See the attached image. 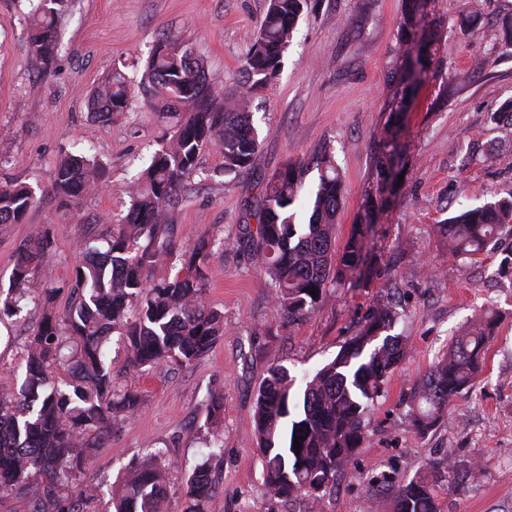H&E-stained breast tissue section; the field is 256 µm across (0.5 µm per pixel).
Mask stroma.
Listing matches in <instances>:
<instances>
[{
    "instance_id": "35a3bbf8",
    "label": "stroma",
    "mask_w": 512,
    "mask_h": 512,
    "mask_svg": "<svg viewBox=\"0 0 512 512\" xmlns=\"http://www.w3.org/2000/svg\"><path fill=\"white\" fill-rule=\"evenodd\" d=\"M267 6V0H71L58 23L59 54L42 76L29 58L28 0H0V185L22 182L37 196L23 223L0 225V287L9 285L19 247L46 227L54 250L30 292L53 283L58 311L68 309L80 241L102 235L126 211L135 174L167 139L169 119L139 94L126 115L92 117L91 93L113 64H125L139 82L166 29L189 38L212 85L228 90L242 79L243 57ZM402 8L403 0H310L278 77L252 102L260 140L255 174L267 178L302 163L310 190L318 181L314 159L323 147L333 149L345 183L340 242L358 223L363 196L377 189V141L401 98L393 73L402 62ZM427 12L444 37L405 114L406 171L377 221L368 276L330 289L306 320L284 322L268 280L234 247L258 193L255 175L224 178L220 155L206 151L170 221L181 243L205 233L226 243L209 259L205 293L224 314V334L182 366L126 373L123 357H116L119 383L140 391L142 404L96 448L84 483L111 486L152 443L177 462L168 475L167 507L184 512L188 467L207 452L206 399L220 394L224 454L210 462L215 493L207 512H303V502L270 498L262 485L253 422L258 386L271 364L300 376L332 361L375 299L393 287L402 314L397 329L410 353L372 406L364 446L337 476L327 512H390L389 501L374 500L369 477L393 469L412 478L447 448L484 467L462 491L437 480L441 512H512V274L500 270L512 237L493 242L472 263L449 260L435 231L459 205L512 195V123L492 118L512 102V45L502 29L512 0H429ZM84 149L103 162L104 185L62 204L51 190L54 167L64 152ZM484 309L500 317L484 373L449 405L442 427L418 434L405 418L411 387L447 351L456 330ZM40 320L33 304L0 319V376L24 373V348Z\"/></svg>"
}]
</instances>
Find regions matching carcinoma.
<instances>
[{"mask_svg":"<svg viewBox=\"0 0 512 512\" xmlns=\"http://www.w3.org/2000/svg\"><path fill=\"white\" fill-rule=\"evenodd\" d=\"M30 59L47 73L58 55V20L68 0H30ZM309 0H268L257 41L246 52L242 83L217 94L207 83L204 63L192 44L169 32L156 39L146 64L140 93L150 109L176 117L170 137L146 161L126 214L113 223L104 246L81 243L92 256L75 268L70 291L76 303L60 315L57 289L35 298L42 311L38 331L26 347L24 379L0 382V492L16 493L35 503L34 512H96L97 488L80 482L83 466L112 433L132 419L141 394L116 384L112 376L110 337L119 333L128 368L145 372L167 363L189 364L224 335V314L204 298L205 268L215 240L201 236L181 246L173 237L169 211L182 200L186 178L207 150L218 151L223 172L238 176L253 168L260 141L251 123L253 95L281 69L283 53ZM426 0H404L399 22L405 94L427 72L430 47L441 30L425 18ZM132 95L126 76L115 66L91 96L90 110L109 120L128 111ZM405 101L389 116L376 158L379 193L363 199L365 217L385 207L381 193L399 182ZM318 183L307 202L308 222H297L304 171L296 164L258 182L248 209L255 224L242 225L237 243L272 287V301L288 321L303 320L319 307L329 284L342 285L364 274L373 222L356 224L336 248V217L344 201V181L332 150L317 158ZM102 166L90 154L67 155L57 164L52 191L73 201L96 190ZM37 203L23 184L0 186V224H19ZM448 258L476 260L489 242L512 234V197L464 207L436 226ZM49 231L23 245L13 265L0 314L16 315L28 300L26 290L53 248ZM175 276L157 275L174 263ZM397 304L382 300L369 310L359 331L336 358L316 373L297 378L276 364L259 385L254 406L258 451L266 493L282 501L302 500L305 512H324L325 499L363 447L365 418L409 353L405 337L395 332ZM499 315L486 310L454 337L448 351L430 365L414 387L407 418L425 435L448 415V404L467 392L484 372L488 344ZM223 398L208 401L207 423L221 420ZM301 448L293 447L294 437ZM224 453L221 435L212 434L209 452L190 469L185 512H206L214 492L209 459ZM176 462L161 448L147 450L144 461L126 468L112 493L113 512H167L166 478ZM475 461L455 454L428 463L411 479L383 475L372 491L390 499L392 512H440L435 472L448 485L465 489Z\"/></svg>","mask_w":512,"mask_h":512,"instance_id":"1","label":"carcinoma"}]
</instances>
